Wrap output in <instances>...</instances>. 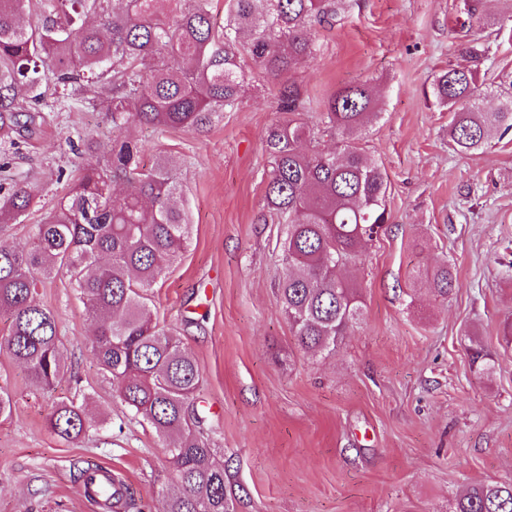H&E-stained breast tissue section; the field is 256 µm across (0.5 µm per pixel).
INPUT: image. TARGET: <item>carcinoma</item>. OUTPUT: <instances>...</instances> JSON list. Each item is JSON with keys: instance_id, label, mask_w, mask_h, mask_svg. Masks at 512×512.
<instances>
[{"instance_id": "1", "label": "carcinoma", "mask_w": 512, "mask_h": 512, "mask_svg": "<svg viewBox=\"0 0 512 512\" xmlns=\"http://www.w3.org/2000/svg\"><path fill=\"white\" fill-rule=\"evenodd\" d=\"M227 7L218 31L209 0H0V139L13 144L34 133L43 120L44 82L73 96L109 70L100 95L116 132L104 165L95 160L96 142L84 139L82 172L46 222L33 225L30 248L0 240V309L11 316L4 347L44 390L67 371L58 317L35 302L40 282L66 272L95 324L91 352L111 376L114 396L164 443L177 489L165 512H230V505L224 462L200 405L199 365L149 305L148 292L190 238L189 212L178 202V164L160 152L151 168L141 167V143L120 133L132 123L210 128L241 102L250 64L279 81L277 111H304L288 76L315 55L311 28L333 20L340 2L228 0ZM487 94L471 68L434 78L432 103L453 113L448 135L456 150L474 152L494 134L512 131V94H501L494 112L482 107ZM378 115L370 85L351 83L325 105L319 129L290 118L267 133L272 166L264 200L282 225L278 299L311 355L332 351L363 315L346 268L388 223L387 180L360 145ZM318 135L336 138V151L302 147ZM117 181L125 184L121 196L113 194ZM32 201L20 183L0 184V223L22 217ZM428 280L441 299L457 288L446 263ZM88 424L86 406L72 399L49 418L51 432L67 442ZM98 471L80 472L90 505L136 508L117 477L110 496L94 494ZM452 512H512V481L471 487Z\"/></svg>"}]
</instances>
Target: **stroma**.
Wrapping results in <instances>:
<instances>
[{"instance_id":"35a3bbf8","label":"stroma","mask_w":512,"mask_h":512,"mask_svg":"<svg viewBox=\"0 0 512 512\" xmlns=\"http://www.w3.org/2000/svg\"><path fill=\"white\" fill-rule=\"evenodd\" d=\"M317 52L293 75L320 125L327 100L369 81L379 118L362 146L388 183L386 230L350 273L364 316L329 355L298 344L276 297L281 227L264 223L268 129L286 120L279 83L251 75L237 110L204 132L132 127L142 167L179 162L190 244L150 291L203 374L211 435L224 455L232 512H449L468 485L512 480V133L453 149L451 112L425 96L434 76L473 66L486 85L512 84V0H343ZM485 43V59L465 52ZM85 86L44 111L39 130L0 145V181L28 182L33 203L0 228L30 244L80 173L85 135L106 160L112 121ZM449 263L458 286L436 298L412 271ZM37 301L59 321L68 371L37 387L0 347V386L16 400L0 419V512H91L78 469L111 468L141 512H163L169 464L154 431L131 418L91 355L92 324L58 273ZM479 347L486 360L473 361ZM85 394L93 428L75 442L51 433L55 406Z\"/></svg>"}]
</instances>
